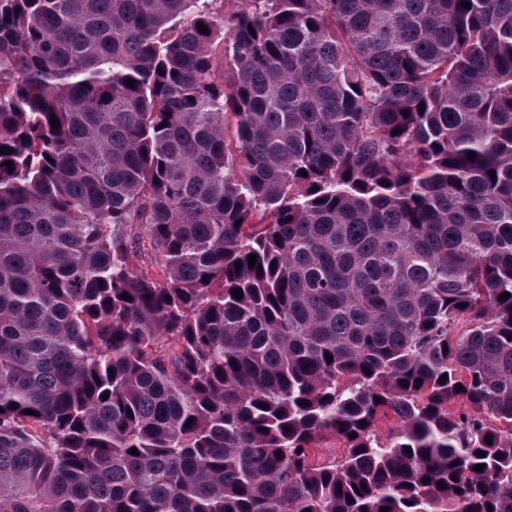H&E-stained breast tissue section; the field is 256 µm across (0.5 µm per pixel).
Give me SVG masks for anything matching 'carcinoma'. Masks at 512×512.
I'll return each mask as SVG.
<instances>
[{"label": "carcinoma", "mask_w": 512, "mask_h": 512, "mask_svg": "<svg viewBox=\"0 0 512 512\" xmlns=\"http://www.w3.org/2000/svg\"><path fill=\"white\" fill-rule=\"evenodd\" d=\"M217 2L0 0V512H512V0Z\"/></svg>", "instance_id": "obj_1"}]
</instances>
